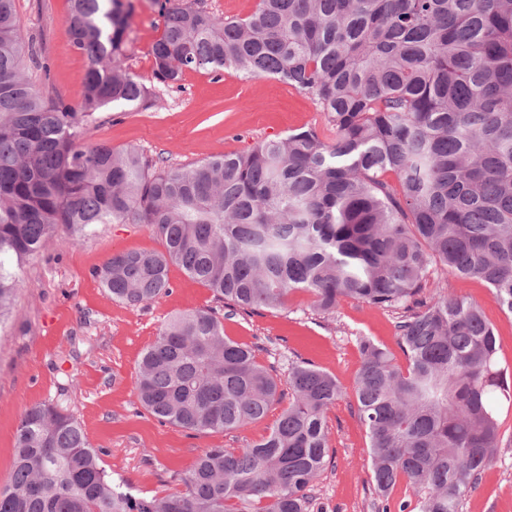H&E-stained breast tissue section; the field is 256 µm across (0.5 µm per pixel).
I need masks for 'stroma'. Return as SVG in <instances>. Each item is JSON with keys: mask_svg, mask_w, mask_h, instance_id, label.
I'll return each instance as SVG.
<instances>
[{"mask_svg": "<svg viewBox=\"0 0 512 512\" xmlns=\"http://www.w3.org/2000/svg\"><path fill=\"white\" fill-rule=\"evenodd\" d=\"M130 71L154 89L156 106L119 115L97 113L82 141L120 150L135 147L166 166H187L217 154L243 152L255 143L294 130L327 135L312 100L272 77L185 71L181 86L164 88L154 77L152 47L163 28L157 0H122ZM24 35L36 36L50 65L47 94L67 104L80 101L88 62L74 50L63 22L68 0H17ZM143 224H101L75 241L65 231L21 267L23 282L5 327L0 328V487L9 485L15 431L26 409L54 402L80 421L103 467L122 476L134 493L164 496L182 490V479L206 448H239L266 436L283 406L261 421L232 432L191 435L161 423L143 409L134 391L144 350L174 315L218 308L212 292L179 267H171L169 293L130 307L103 288L98 277L113 253L162 250ZM448 288L477 303L493 327L500 367L512 383V314L479 280L449 277ZM395 314L345 298L321 316L308 293H292L285 308L259 309L224 320V334L254 346L256 360L288 379L289 358H301L332 374L345 391L327 417L331 460L314 483L309 512H373L370 457L357 417L354 384L361 366L356 339L372 338L405 364L395 337ZM501 444L460 512H512V402L498 409Z\"/></svg>", "mask_w": 512, "mask_h": 512, "instance_id": "stroma-1", "label": "stroma"}]
</instances>
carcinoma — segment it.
Wrapping results in <instances>:
<instances>
[{"instance_id":"carcinoma-1","label":"carcinoma","mask_w":512,"mask_h":512,"mask_svg":"<svg viewBox=\"0 0 512 512\" xmlns=\"http://www.w3.org/2000/svg\"><path fill=\"white\" fill-rule=\"evenodd\" d=\"M72 47L89 62L81 101L37 87L48 76L16 0H0V324L18 270L65 226L144 224L163 250L111 255L99 271L116 300L139 307L170 290L169 267L229 312L276 309L304 291L323 315L342 298L401 311L407 368L362 337L357 416L369 439L380 512H460L500 447L497 408L512 388L492 326L437 283L442 268L485 282L512 314V0H259L224 19L197 0H165L154 75L186 70L272 76L308 94L332 138L291 132L188 167L136 148L82 143L110 106L155 104L125 65L121 0H69ZM288 407L268 435L206 448L164 497L134 496L100 465L74 415L44 402L15 432L0 512H309L329 462L326 418L336 378L288 361ZM135 392L160 422L193 434L266 417L279 379L255 348L224 336L213 310L173 316L139 364ZM415 502L390 504L400 479Z\"/></svg>"}]
</instances>
